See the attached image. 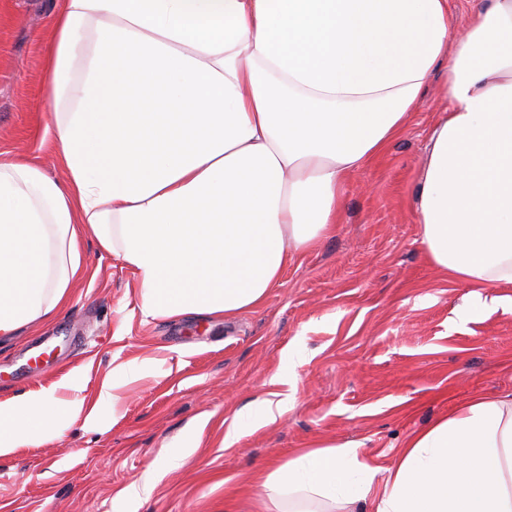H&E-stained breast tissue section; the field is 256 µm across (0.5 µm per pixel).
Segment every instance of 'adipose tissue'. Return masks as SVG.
I'll return each mask as SVG.
<instances>
[{
  "label": "adipose tissue",
  "instance_id": "adipose-tissue-1",
  "mask_svg": "<svg viewBox=\"0 0 512 512\" xmlns=\"http://www.w3.org/2000/svg\"><path fill=\"white\" fill-rule=\"evenodd\" d=\"M108 49L158 76L168 111L120 92ZM434 79L448 106L420 242L458 281L512 283V0L463 21L448 0H60L45 80L68 178L0 162V338L64 308L82 224L133 269L145 317L259 307ZM82 407L49 392L0 406V454ZM255 497L260 512H512V397H470L385 469L352 442L297 449Z\"/></svg>",
  "mask_w": 512,
  "mask_h": 512
}]
</instances>
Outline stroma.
I'll return each mask as SVG.
<instances>
[{
    "mask_svg": "<svg viewBox=\"0 0 512 512\" xmlns=\"http://www.w3.org/2000/svg\"><path fill=\"white\" fill-rule=\"evenodd\" d=\"M58 5L0 0V161L62 181L44 82ZM442 109L430 86L406 129L346 184L334 231L289 260L260 308L234 317L144 318L132 270L82 231L86 273L66 307L0 342V403L51 391L93 417L0 455V512H251V479L295 449L357 441L387 467L412 433L471 396L512 394V284L457 281L420 245L419 180ZM288 357L285 412L248 420ZM121 363L132 374L115 402H100ZM134 483L148 492L129 498Z\"/></svg>",
    "mask_w": 512,
    "mask_h": 512,
    "instance_id": "35a3bbf8",
    "label": "stroma"
}]
</instances>
